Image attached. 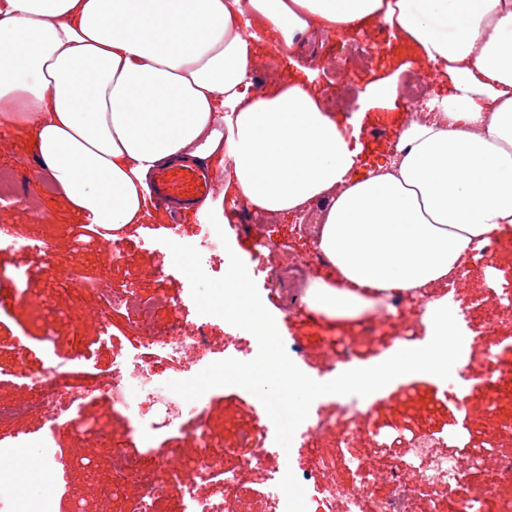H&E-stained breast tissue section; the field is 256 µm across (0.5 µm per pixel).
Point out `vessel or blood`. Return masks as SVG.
Here are the masks:
<instances>
[{
  "label": "vessel or blood",
  "mask_w": 512,
  "mask_h": 512,
  "mask_svg": "<svg viewBox=\"0 0 512 512\" xmlns=\"http://www.w3.org/2000/svg\"><path fill=\"white\" fill-rule=\"evenodd\" d=\"M213 191L211 170L187 159L161 168L151 183L152 196L169 210L171 223H181L190 212H198Z\"/></svg>",
  "instance_id": "vessel-or-blood-1"
}]
</instances>
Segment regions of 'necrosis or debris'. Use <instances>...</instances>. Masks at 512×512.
<instances>
[{"instance_id": "necrosis-or-debris-1", "label": "necrosis or debris", "mask_w": 512, "mask_h": 512, "mask_svg": "<svg viewBox=\"0 0 512 512\" xmlns=\"http://www.w3.org/2000/svg\"><path fill=\"white\" fill-rule=\"evenodd\" d=\"M154 347L166 358L180 363L181 379H189L212 363V348L201 323L184 325L176 323L156 336ZM31 394L22 405H0V425L10 423L28 412L43 415L50 430L40 442L44 463L56 457L53 429L61 417L57 412L56 398L61 388L59 366L48 360L46 366L31 375L26 383ZM112 406L120 411L144 437L179 424L184 418H202L205 413L202 400L184 401L170 391L159 372L132 356L119 363L112 376L103 384ZM358 468L366 471L368 481L345 488L329 480V466L324 457H316L311 465L300 472H288L284 483L297 485L295 496H281L279 488H272L278 512H412L414 491L403 482L402 473L413 470L419 482L435 488L439 498L456 496L466 512H474V499L465 493L467 474L459 465L456 455L440 451L433 438L422 435L415 439L412 454L405 461L380 464L358 461ZM167 468L172 482L182 487L186 500L185 512H237L235 507L234 476L223 473L208 450H201L186 466L172 465L169 457H153L131 453L123 457V470L134 476L141 485L137 512H151L153 501L162 497L167 487L154 483L150 475L154 468ZM221 478L224 498L214 501L200 494V484Z\"/></svg>"}]
</instances>
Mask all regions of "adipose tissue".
Instances as JSON below:
<instances>
[{"mask_svg": "<svg viewBox=\"0 0 512 512\" xmlns=\"http://www.w3.org/2000/svg\"><path fill=\"white\" fill-rule=\"evenodd\" d=\"M383 20L453 91L408 123L387 167L360 179L353 127L308 85L245 87L256 58L242 28L289 49L308 31ZM29 128L39 171L110 230L140 223L146 176L210 161L252 210L323 202L316 246L335 277L306 289L341 320L394 293L447 286L474 250L512 229V0H0V138ZM425 344L370 369L388 382L456 349L460 318L428 300Z\"/></svg>", "mask_w": 512, "mask_h": 512, "instance_id": "adipose-tissue-1", "label": "adipose tissue"}]
</instances>
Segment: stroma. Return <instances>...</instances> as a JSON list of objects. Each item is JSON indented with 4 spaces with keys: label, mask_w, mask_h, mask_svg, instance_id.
I'll use <instances>...</instances> for the list:
<instances>
[{
    "label": "stroma",
    "mask_w": 512,
    "mask_h": 512,
    "mask_svg": "<svg viewBox=\"0 0 512 512\" xmlns=\"http://www.w3.org/2000/svg\"><path fill=\"white\" fill-rule=\"evenodd\" d=\"M258 35L259 57L251 72L253 92H269L298 77L310 80L326 103L334 92L336 62L347 45L362 43L372 49L373 67L350 71L345 77L351 92L349 112H366L360 133L363 151L359 171L363 174L391 153L409 118L410 109L404 98L391 100L384 94L391 77H405L409 64L415 62L424 76L428 97L448 93L447 77L438 75L430 63L419 61L409 43L393 37L389 26L381 21L360 29L308 34L296 53L277 48L267 30H259ZM32 151L23 128H16L7 139H0V173L10 174L12 191L11 199L0 201V224L13 225L19 234L47 240L51 250L47 260L34 250H0V366L6 370L5 375H0V404L27 401L25 381L40 371L48 358H55L66 371L68 385L84 392L78 407L81 420L87 424H107L112 431V445L108 448L93 439L78 441L74 428L65 426L57 431L54 445L60 453L53 463L56 512H70V502L75 497L91 512H132L140 494L136 478L126 477L122 490L106 504L100 500L97 477H90L87 469L74 464L73 457L79 454L90 460L97 476L118 473L121 450L139 449L143 443L130 430L126 419L113 411L106 393L98 388V381L111 375L118 362L133 352L162 375L174 374L175 366L152 347L151 337L132 310L122 308L113 312L109 334L99 335V308L92 294L69 297L63 273L79 269L85 280L111 289L116 295L132 292L148 300L166 297V304L155 311L156 325L207 320L215 357L248 361L256 356L257 349L248 331L213 315L201 317L188 278L174 266L172 254L163 243L169 224L163 206L148 205L141 223L120 231L124 261H113L111 250L105 247L79 250L73 228L84 224L85 219L54 188L39 180ZM210 202L217 218H229L231 225L225 230L229 244L246 264L281 336L300 351L296 364L304 373L316 381L327 382L340 372L366 367L380 357L381 346L396 343L397 330L389 322L371 338L364 336L358 322L342 325L323 317L318 327H308L292 304L301 294L300 280L282 273L276 281H268L267 265L279 266L296 256L307 257L308 277L329 276L330 269L314 244L319 206L296 214L265 217L251 228L245 221L247 209L242 199L224 193L218 186ZM496 246L489 263L490 274L475 275L455 288V297L467 307L469 325L478 334L458 390L446 389L431 374L418 371L370 394L363 406L377 434L375 442L345 445L341 431L354 424V413L336 395L327 394L317 398L311 409L334 420L335 429L315 438L295 433L290 449H283L275 441V427L267 422V412L259 399L243 388L224 386L204 393L205 413L201 422L187 420L182 428L160 432L152 440L153 452L176 448L182 459L194 458L199 444L192 433L196 426H203L211 454L225 472L237 479L239 512H277L268 488L281 470H301L320 453L334 459V475L339 484H357L361 474L355 469L356 459L390 462L410 455V440H403L398 446L391 443L396 431L406 427L413 434L439 438L447 452L458 445L465 428L469 429L474 445L512 450V382L501 384L494 404L485 401L482 391L476 388L477 377L484 374L488 348H497V361L502 368L512 367V347L505 344L506 338L512 337V318L494 326L484 323L486 311L498 304L503 290H512V236L498 238ZM20 273L35 283L44 297L63 305L64 312L51 331H44L31 307L18 298L16 276ZM48 333L53 336L49 342L44 339ZM326 336L349 343L355 350L354 356L345 362L330 363L329 349L322 343ZM407 387L412 388V396L400 397V389ZM46 429L38 414L0 427V443L19 447L20 467L0 475V484L12 486L13 497L25 496L43 477L42 459L29 446L38 442ZM243 429L251 430L254 442L267 450L262 469L243 468L240 451L229 448Z\"/></svg>",
    "instance_id": "obj_1"
}]
</instances>
